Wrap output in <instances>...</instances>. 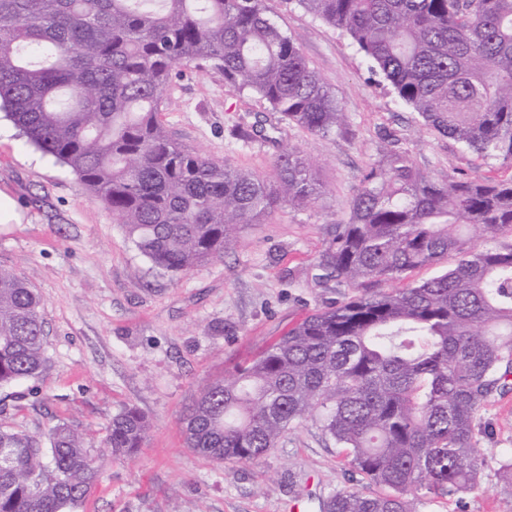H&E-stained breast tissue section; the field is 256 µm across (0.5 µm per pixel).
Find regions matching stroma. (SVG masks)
<instances>
[{
	"label": "stroma",
	"instance_id": "obj_1",
	"mask_svg": "<svg viewBox=\"0 0 512 512\" xmlns=\"http://www.w3.org/2000/svg\"><path fill=\"white\" fill-rule=\"evenodd\" d=\"M348 114L319 136L282 120L249 93L230 94L216 71L181 67L162 123L174 140L211 157L274 177L278 155L300 147L318 165L324 194L282 207L243 228L223 260L172 276L154 269L111 211L65 166L26 144L0 116V190L23 213L0 224V267L20 273L41 298L46 365L35 378L0 386V420L47 437L64 422L87 434L100 477L73 512H319L329 491L359 475L310 419L255 464L216 463L186 448L180 418L213 379L230 373L315 308L350 290L319 279L336 227L348 223L367 165L384 142L412 153L433 177H512L424 124L349 37L299 7L264 0ZM138 407L150 429L141 452L113 459L104 444L113 415ZM480 447L512 453V391L482 412ZM497 478L412 512H512Z\"/></svg>",
	"mask_w": 512,
	"mask_h": 512
}]
</instances>
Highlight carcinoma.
<instances>
[{"mask_svg":"<svg viewBox=\"0 0 512 512\" xmlns=\"http://www.w3.org/2000/svg\"><path fill=\"white\" fill-rule=\"evenodd\" d=\"M344 32L423 122L486 161L512 166V0H297ZM209 67L227 92L327 136L346 112L263 0H0V110L66 165L152 266L188 273L221 260L240 229L322 195L297 148L275 180L172 139L158 116L179 65ZM512 237V179L439 180L389 144L366 167L319 267L352 288L289 328L181 419L188 448L259 462L310 416L380 491L336 488L319 512H411L479 485L475 425L512 387V242L478 250L470 232ZM452 257L447 271L382 289ZM41 299L0 268V385L45 363ZM149 423L112 416L106 447L136 456ZM512 497V457L498 462ZM83 434L49 446L0 422V512H69L97 482Z\"/></svg>","mask_w":512,"mask_h":512,"instance_id":"carcinoma-1","label":"carcinoma"}]
</instances>
